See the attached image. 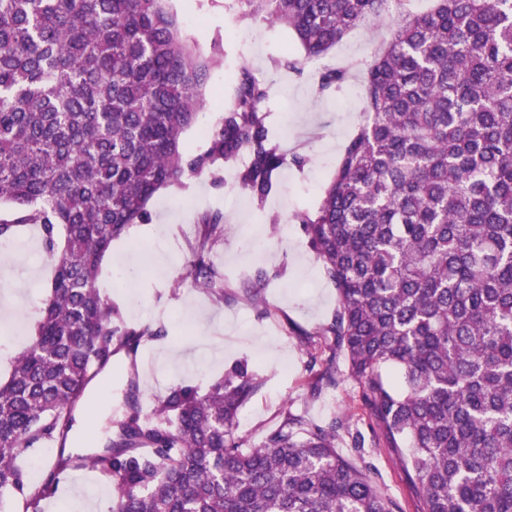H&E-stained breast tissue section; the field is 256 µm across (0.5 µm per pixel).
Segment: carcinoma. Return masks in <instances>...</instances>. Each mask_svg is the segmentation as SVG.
Wrapping results in <instances>:
<instances>
[{"instance_id": "obj_1", "label": "carcinoma", "mask_w": 512, "mask_h": 512, "mask_svg": "<svg viewBox=\"0 0 512 512\" xmlns=\"http://www.w3.org/2000/svg\"><path fill=\"white\" fill-rule=\"evenodd\" d=\"M389 0H228L241 22L282 26L323 57ZM396 4L369 60L323 71L316 92L360 75L364 122L311 215L295 219L339 294L317 331L349 370L377 434L423 512H512V0ZM209 62L164 0H0V238L38 226L52 267L32 344L0 383V512H42L71 471L112 487V512H402L336 447L341 420L291 413L258 448L235 436L261 386L248 361L201 388L136 401L116 439L66 451L75 412L125 348L129 326L97 284L112 242L165 186L233 172L259 209L287 154L271 87L246 63L195 156L183 136L204 105ZM248 161L231 168L240 154ZM224 217H199L215 238ZM196 287L224 300L206 252ZM395 370L400 383L385 372ZM336 385L330 365L311 394ZM57 451L44 472L23 456Z\"/></svg>"}]
</instances>
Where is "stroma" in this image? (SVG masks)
<instances>
[{"label":"stroma","mask_w":512,"mask_h":512,"mask_svg":"<svg viewBox=\"0 0 512 512\" xmlns=\"http://www.w3.org/2000/svg\"><path fill=\"white\" fill-rule=\"evenodd\" d=\"M167 6L198 57H212L214 44L223 48L225 62L211 67L205 85L206 113L221 117L233 96V78L225 74V65L248 63L272 88L269 122L282 149L307 156L308 161L304 167L291 164L281 171L275 192L261 210L245 194L236 206L225 207L226 186L213 184L205 175L188 177L186 189L156 193L146 207L145 220L113 241L101 267L99 287L109 290L128 324L161 325L167 334L142 342L136 355L115 357L121 372L112 378V404L97 421L99 444L112 438L128 401L149 403L183 382L208 386L223 376L225 367L245 358L263 380L244 405L235 431L247 447L261 446L289 412L315 422L345 421L349 433L337 441V448L366 467L382 494L403 512H422L395 456L376 443L345 356L336 358L337 385L317 397L309 394L316 378L307 366L310 355L322 361L329 356L316 331L332 319L339 298L293 216L316 210L347 139L362 123L360 79H351L333 95L317 97L318 77L309 67L294 72L270 65L273 56L304 57L285 29L268 30L247 50L227 37L239 24L225 12L224 0H168ZM386 36L385 25L362 27L331 56L340 66L370 58ZM206 212L222 213L225 219L223 236L209 248L224 270L220 303L194 288L186 277V263L200 244L198 217ZM17 235L25 241V249L0 256V265L27 269L28 275L15 284L0 280V300L10 308L8 315H0V339L21 350L32 342V325L49 294L51 266L37 227H21ZM117 269L138 271L136 296L113 289ZM260 273L266 281L262 304L256 307L248 288ZM356 433L364 439L358 448L351 445Z\"/></svg>","instance_id":"obj_1"}]
</instances>
